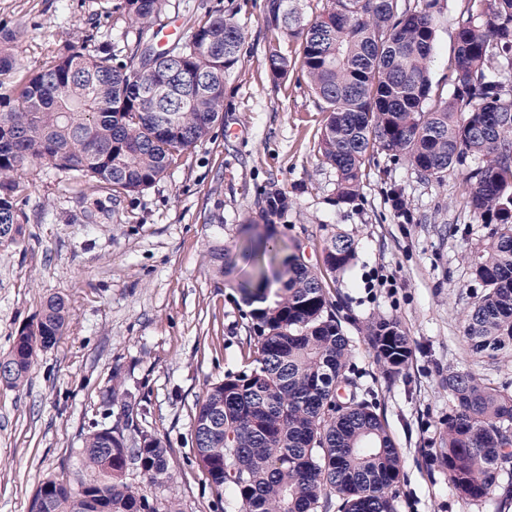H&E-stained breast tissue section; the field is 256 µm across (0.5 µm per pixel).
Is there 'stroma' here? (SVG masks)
Instances as JSON below:
<instances>
[{
    "mask_svg": "<svg viewBox=\"0 0 512 512\" xmlns=\"http://www.w3.org/2000/svg\"><path fill=\"white\" fill-rule=\"evenodd\" d=\"M115 0H0V26L26 28L14 50L23 72L87 35L122 48L134 27ZM430 62L433 85L448 87L457 21L466 0H440ZM263 0H169L155 24L154 50L208 12L234 15L244 29L242 61L224 88V121L152 187L129 196L91 187L48 165L22 176L28 217L19 243L0 245V357L47 299L70 307L55 346L37 351L23 385L0 384V512H29L40 480H85L79 450L99 422L123 423L121 400L147 410L139 429L169 448L172 489L183 512H222L225 498L193 458L191 425L209 384L247 369L254 357L251 308L212 270L209 249L234 252L274 235L301 243L312 265L339 233L356 247L351 268L326 278L332 310L348 336L349 366L400 455L396 512H512V480L471 500L448 479L437 450L455 400L449 371L469 370L494 386L512 383V360L472 351L462 312L483 292L469 260L492 240V225L466 207L465 167L423 179L404 159L375 154L357 199L337 200V176L317 142L323 103L306 81L267 75ZM293 204L272 224L250 223L264 195ZM405 203L396 211L394 198ZM396 320L412 357L389 375L366 327ZM114 395L111 417L102 402Z\"/></svg>",
    "mask_w": 512,
    "mask_h": 512,
    "instance_id": "1",
    "label": "stroma"
}]
</instances>
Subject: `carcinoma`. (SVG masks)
Wrapping results in <instances>:
<instances>
[{"mask_svg":"<svg viewBox=\"0 0 512 512\" xmlns=\"http://www.w3.org/2000/svg\"><path fill=\"white\" fill-rule=\"evenodd\" d=\"M166 2L117 0L115 10L142 35ZM484 2L482 23L469 9L459 22L449 94L429 73L439 0H327L312 18L297 0H266L264 23L272 81L287 80L298 65L324 102L318 152L336 170L339 201L356 199L374 153L403 157L425 178L474 162L466 204L496 229L472 261L485 293L466 313L465 336L475 353L497 361L512 358V97L493 64L512 56V0ZM25 33L0 35V245L24 237L17 193L31 167L51 165L117 195L164 178L223 119L225 80L245 39L216 11L160 52L139 40L118 53L83 44L19 76L11 43ZM290 39L300 41L298 62ZM289 207L286 194L269 192L258 216L271 223ZM354 258V241L335 235L324 268L305 262L296 245L239 284L260 303L255 365L209 385L191 433L196 463L217 491H231L229 512H395L399 452L349 375V341L323 282ZM274 281L281 287L270 288ZM69 318L64 299H48L36 327L19 329L0 358V382L20 386L36 351L54 346ZM369 341L388 373L411 357L393 321H375ZM446 382L456 405L439 455L458 492L482 500L500 472L512 473V391L468 370ZM142 410L127 401L123 426L89 433L81 454L90 478L76 487L43 479L30 512H94L100 500L106 512H181L175 496H149L128 481L133 470L153 486L172 480L168 449L134 425Z\"/></svg>","mask_w":512,"mask_h":512,"instance_id":"obj_1","label":"carcinoma"}]
</instances>
